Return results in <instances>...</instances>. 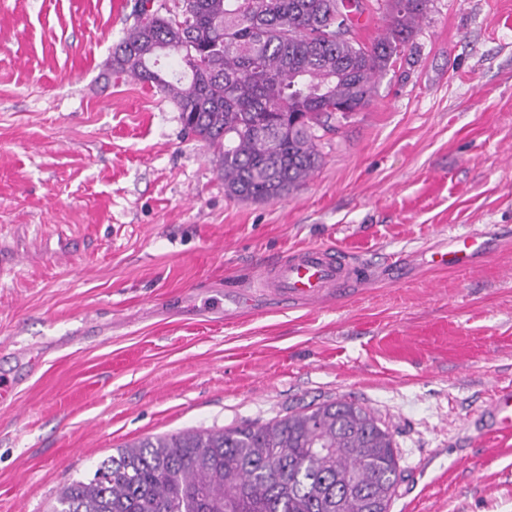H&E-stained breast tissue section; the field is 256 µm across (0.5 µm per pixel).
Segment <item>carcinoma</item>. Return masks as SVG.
<instances>
[{
    "instance_id": "1",
    "label": "carcinoma",
    "mask_w": 512,
    "mask_h": 512,
    "mask_svg": "<svg viewBox=\"0 0 512 512\" xmlns=\"http://www.w3.org/2000/svg\"><path fill=\"white\" fill-rule=\"evenodd\" d=\"M426 0H388L362 43L360 0H179L134 17L112 72L154 87L217 154L224 192L270 201L320 162L316 131L359 112L406 48ZM400 479L390 431L336 400L262 425L145 437L64 487L52 512H389Z\"/></svg>"
}]
</instances>
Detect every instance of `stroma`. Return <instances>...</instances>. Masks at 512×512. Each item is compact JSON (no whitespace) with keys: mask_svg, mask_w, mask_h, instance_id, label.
<instances>
[{"mask_svg":"<svg viewBox=\"0 0 512 512\" xmlns=\"http://www.w3.org/2000/svg\"><path fill=\"white\" fill-rule=\"evenodd\" d=\"M134 0H0V512H50L116 448L346 400L393 436L390 512H512V0H428L306 186L224 193L173 103L115 76ZM484 231L474 267H432ZM370 278L317 308L241 306L295 250ZM233 319H225V310ZM481 419L488 423L493 431L503 437H512V388L500 387L494 398L485 406Z\"/></svg>","mask_w":512,"mask_h":512,"instance_id":"35a3bbf8","label":"stroma"}]
</instances>
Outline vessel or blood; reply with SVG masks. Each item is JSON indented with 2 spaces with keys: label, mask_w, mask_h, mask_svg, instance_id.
Returning <instances> with one entry per match:
<instances>
[{
  "label": "vessel or blood",
  "mask_w": 512,
  "mask_h": 512,
  "mask_svg": "<svg viewBox=\"0 0 512 512\" xmlns=\"http://www.w3.org/2000/svg\"><path fill=\"white\" fill-rule=\"evenodd\" d=\"M483 234L475 230L453 239L450 250L442 253L440 265L450 268L471 266L483 248ZM361 264L352 262L341 251L309 247L291 254L256 275L255 285L265 295L292 304L317 305L346 295L362 281ZM482 419L501 436L512 437V388H499L481 413Z\"/></svg>",
  "instance_id": "obj_1"
}]
</instances>
